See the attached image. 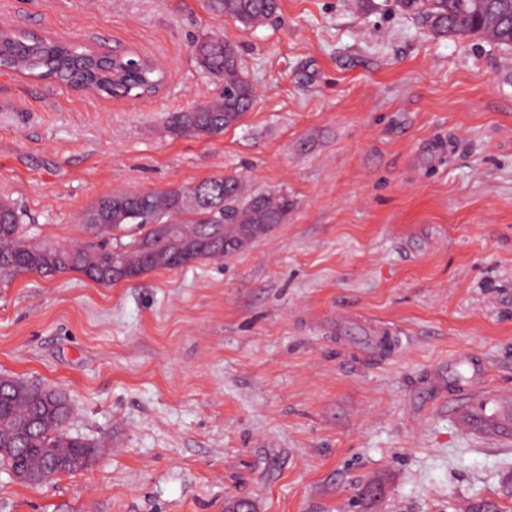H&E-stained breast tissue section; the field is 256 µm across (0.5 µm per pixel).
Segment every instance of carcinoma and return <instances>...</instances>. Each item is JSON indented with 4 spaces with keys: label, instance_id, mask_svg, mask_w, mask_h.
Returning a JSON list of instances; mask_svg holds the SVG:
<instances>
[{
    "label": "carcinoma",
    "instance_id": "cac0c4a2",
    "mask_svg": "<svg viewBox=\"0 0 512 512\" xmlns=\"http://www.w3.org/2000/svg\"><path fill=\"white\" fill-rule=\"evenodd\" d=\"M434 14L436 36H480L501 46H512V6L495 0L498 25L458 23L464 0H397L399 9L417 21L427 17L424 3ZM213 12L235 18L245 26L261 25L276 16L278 0H209ZM199 66L222 81L211 103L176 112L171 126L180 134L218 135L236 124L252 105L253 88L242 75L234 45L208 37L195 46ZM0 63L22 74H35L67 82L110 97L128 92L151 93L156 73L127 57L86 53L77 55L67 43L47 38L37 42L0 30ZM195 198L202 207L189 209L184 201ZM293 206L286 194L246 192L234 176L206 178L189 189L163 192L114 193L101 198L84 214V223L102 233L136 224L144 233L129 244H102L94 250L78 244L36 243L27 238L15 207L0 200V278L23 273L53 277L77 272L109 286L133 281L156 269H175L199 260H221L242 251L267 235L264 226L283 224ZM160 224L173 226L185 240L184 251L172 258ZM126 268L112 270L120 257ZM72 406L62 393L19 379L0 383V448H16L0 461L12 471L43 470L58 456H82L95 445L71 435L65 428Z\"/></svg>",
    "mask_w": 512,
    "mask_h": 512
}]
</instances>
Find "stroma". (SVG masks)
<instances>
[{"label":"stroma","mask_w":512,"mask_h":512,"mask_svg":"<svg viewBox=\"0 0 512 512\" xmlns=\"http://www.w3.org/2000/svg\"><path fill=\"white\" fill-rule=\"evenodd\" d=\"M0 21L167 66L137 99L0 72V198L31 239L97 246L99 198L217 175L295 202L220 263L0 282V375L64 393L96 446L36 487L0 465V512H512V48L435 36L395 0H280L252 27L208 0H0ZM211 33L254 104L174 134L220 90L195 60ZM345 311L401 349H350Z\"/></svg>","instance_id":"1"}]
</instances>
